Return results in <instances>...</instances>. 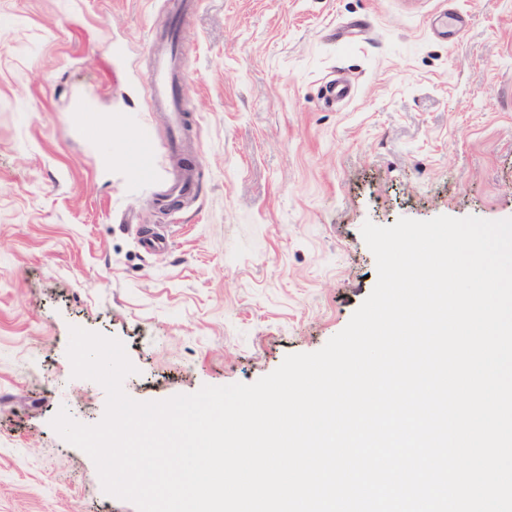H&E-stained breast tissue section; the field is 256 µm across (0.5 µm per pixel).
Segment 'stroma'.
<instances>
[{"instance_id": "stroma-1", "label": "stroma", "mask_w": 512, "mask_h": 512, "mask_svg": "<svg viewBox=\"0 0 512 512\" xmlns=\"http://www.w3.org/2000/svg\"><path fill=\"white\" fill-rule=\"evenodd\" d=\"M191 2L175 69L197 191L165 210L147 78L169 0H0V512H137L50 425L105 411L70 327L124 343L138 401L249 384L370 294L364 222L512 218V0ZM337 76L352 95L325 101ZM143 133L150 182L131 177Z\"/></svg>"}]
</instances>
